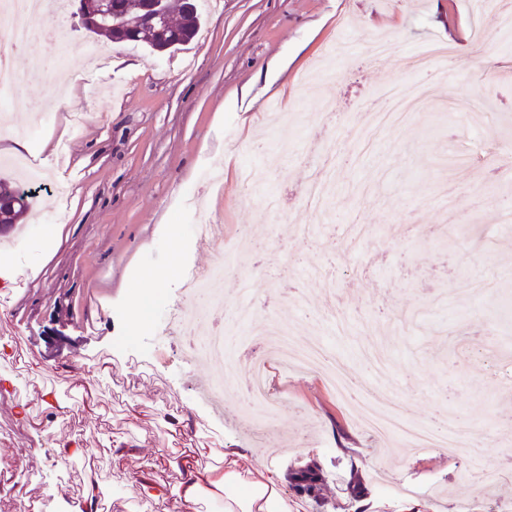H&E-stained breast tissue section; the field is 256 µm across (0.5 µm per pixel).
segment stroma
Masks as SVG:
<instances>
[{
    "label": "stroma",
    "mask_w": 512,
    "mask_h": 512,
    "mask_svg": "<svg viewBox=\"0 0 512 512\" xmlns=\"http://www.w3.org/2000/svg\"><path fill=\"white\" fill-rule=\"evenodd\" d=\"M62 10L65 76L30 82L8 112L30 129L25 155L44 182L18 231L0 234V340L20 380L0 397V457L32 446L13 405L45 418L38 388L48 385L72 406L57 436L98 451L109 512L141 506L123 494L135 464L114 467L108 442L145 436L147 460L180 448L167 415L188 409L196 432L243 449L244 467L316 464L319 498L293 497V512H354L356 484L372 512H400V483L429 491L436 512L512 503V222L502 220L512 136L495 130L512 127V40L502 32L512 0L204 2L198 36L167 52L110 43L75 25L70 0ZM378 37L396 46L382 62L372 57ZM430 43L450 52L447 80L408 71ZM391 82L427 104L363 148L352 131ZM453 99L494 111L460 129L446 112ZM331 140L340 159L329 172L334 221L323 224L305 187ZM277 191L273 215L266 199ZM203 220L223 226L225 250H241L243 228L258 243L225 269V305L250 289L253 326L270 317L290 326L295 347L327 345L352 379L399 399L417 424H465L481 456L382 441L319 371L275 361L270 394L283 413L273 432L240 412L217 415L186 346L164 331L168 308L125 322L131 300L151 291L135 270L171 265L164 225L181 227L182 267L216 262L213 241L193 231ZM48 224L65 227L52 250ZM74 356L101 377L93 395L71 380ZM36 361L49 368L38 381L27 375ZM487 464L497 484L464 481ZM16 465L31 499L44 482L68 501L81 492L84 463L59 466L47 452Z\"/></svg>",
    "instance_id": "obj_1"
}]
</instances>
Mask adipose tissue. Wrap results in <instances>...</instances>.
Wrapping results in <instances>:
<instances>
[{"label":"adipose tissue","mask_w":512,"mask_h":512,"mask_svg":"<svg viewBox=\"0 0 512 512\" xmlns=\"http://www.w3.org/2000/svg\"><path fill=\"white\" fill-rule=\"evenodd\" d=\"M243 456L235 444L218 448L200 436L177 459L161 451L153 455L152 465L174 464L178 480L172 488L140 474L131 481L132 493L149 501H172L176 512H199L206 499L222 501L224 512H292L285 475L265 467H241ZM216 457L221 460L217 466L212 463Z\"/></svg>","instance_id":"ef3b65f1"}]
</instances>
